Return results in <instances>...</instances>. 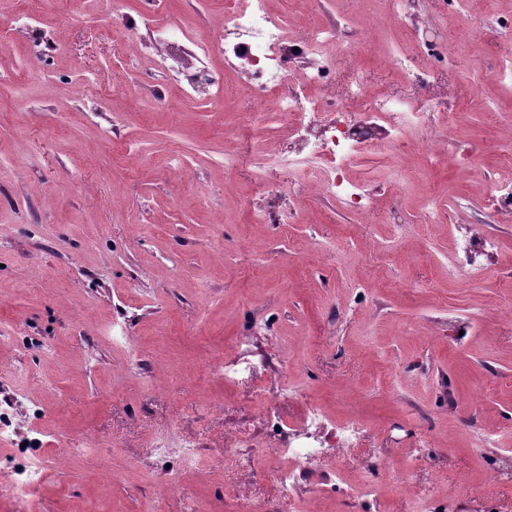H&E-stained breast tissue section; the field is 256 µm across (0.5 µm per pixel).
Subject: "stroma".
<instances>
[{
  "label": "stroma",
  "instance_id": "stroma-1",
  "mask_svg": "<svg viewBox=\"0 0 512 512\" xmlns=\"http://www.w3.org/2000/svg\"><path fill=\"white\" fill-rule=\"evenodd\" d=\"M191 33H214L224 0H165ZM0 0V471L46 460L37 496L0 483V512H512V481L491 469L512 452V222L481 206L512 179L500 148L512 135V79L498 78L512 44L501 25L512 0H416L418 31L380 0H272L288 39L336 22L357 54H334L325 96L346 111L352 73L372 92L420 89L387 61L412 59L427 97L456 111L434 164L420 134L408 153L359 156L351 177L374 188L370 211L301 189L293 224L255 222L258 168L288 144L271 107L234 75L224 96L186 97L126 48L152 36L138 0ZM36 75L24 69L35 33ZM467 107H460V100ZM134 153L117 156L114 144ZM236 152L237 168L224 167ZM444 214L424 224L425 203ZM480 231L498 251L473 279L448 273L460 235ZM267 357L287 389L275 416L306 406L364 421L357 468L409 474L390 493H323L335 454L308 464L297 492L278 471L229 447L233 432L265 435L259 382L225 387L211 371L237 348ZM162 436L173 443L158 456ZM480 438L479 450L468 447ZM196 446L186 467L181 443ZM67 457H60V450ZM179 487L170 490L169 472Z\"/></svg>",
  "mask_w": 512,
  "mask_h": 512
}]
</instances>
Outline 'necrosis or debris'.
Returning <instances> with one entry per match:
<instances>
[{
    "label": "necrosis or debris",
    "instance_id": "obj_1",
    "mask_svg": "<svg viewBox=\"0 0 512 512\" xmlns=\"http://www.w3.org/2000/svg\"><path fill=\"white\" fill-rule=\"evenodd\" d=\"M284 27L283 17L268 9L267 0H250L244 7L225 0L217 38L195 40L181 24H166L170 43L187 47L201 64L222 56L225 69L250 85L256 102L272 105L287 120L290 146L275 158L279 169L319 165L325 193L355 210H368L371 192L348 177L350 163L366 152L400 148L409 132L426 126L428 115L415 100L393 97L376 100L360 116L325 111L308 88L324 85L333 67L328 50L340 44L339 30L333 24L310 27L289 46ZM362 428L358 421L336 424L323 407L310 408L300 423L289 426L287 441L277 448L290 461L279 473L281 484L296 488L308 463L329 450L353 447Z\"/></svg>",
    "mask_w": 512,
    "mask_h": 512
}]
</instances>
